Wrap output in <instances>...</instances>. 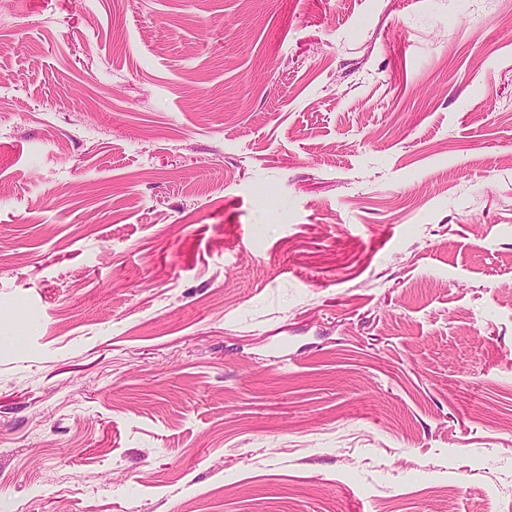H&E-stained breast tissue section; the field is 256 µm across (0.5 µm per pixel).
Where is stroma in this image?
<instances>
[{
	"label": "stroma",
	"mask_w": 512,
	"mask_h": 512,
	"mask_svg": "<svg viewBox=\"0 0 512 512\" xmlns=\"http://www.w3.org/2000/svg\"><path fill=\"white\" fill-rule=\"evenodd\" d=\"M0 512H512V0H0Z\"/></svg>",
	"instance_id": "1"
}]
</instances>
